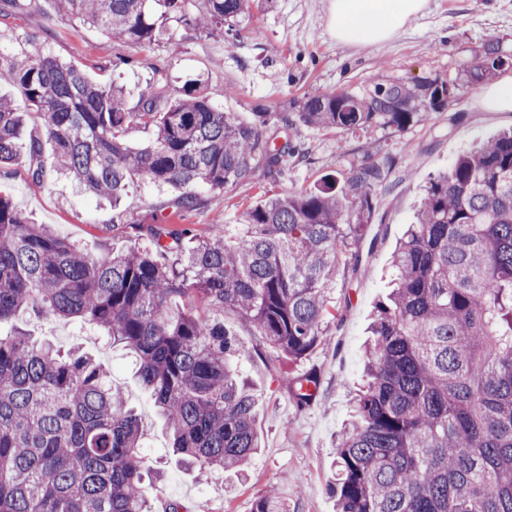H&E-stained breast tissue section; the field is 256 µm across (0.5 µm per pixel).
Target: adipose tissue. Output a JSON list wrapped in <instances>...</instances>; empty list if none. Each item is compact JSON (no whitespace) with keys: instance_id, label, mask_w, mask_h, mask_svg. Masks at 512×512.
Instances as JSON below:
<instances>
[{"instance_id":"adipose-tissue-1","label":"adipose tissue","mask_w":512,"mask_h":512,"mask_svg":"<svg viewBox=\"0 0 512 512\" xmlns=\"http://www.w3.org/2000/svg\"><path fill=\"white\" fill-rule=\"evenodd\" d=\"M426 0H332L337 42L376 45L393 37Z\"/></svg>"}]
</instances>
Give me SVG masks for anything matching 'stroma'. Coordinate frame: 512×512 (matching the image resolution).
Segmentation results:
<instances>
[{
	"label": "stroma",
	"instance_id": "obj_1",
	"mask_svg": "<svg viewBox=\"0 0 512 512\" xmlns=\"http://www.w3.org/2000/svg\"><path fill=\"white\" fill-rule=\"evenodd\" d=\"M331 0H263L240 17L234 37L181 31L178 54L153 46L132 50L133 60L117 63L120 51L99 29L60 19L49 0H34L24 12L0 0V48L20 51L25 34L42 44L90 80L117 81L127 87L148 78L166 84L170 97L184 85L204 78L226 87L220 105L245 123H263L277 142L292 140L306 160L289 158L278 173L257 168L249 180L226 187L223 201L201 196L182 222L194 233L237 224L245 209L267 197L314 187L324 178L344 180L365 163L377 164L384 179L376 191V209L362 237L344 254L331 296L328 340L308 357L289 361L267 346L258 331L233 313L225 325L246 349L238 362L240 376L256 394L258 452L246 479L227 474L200 484L178 464L153 401L139 386L131 358L78 322L19 313L14 324L61 351L82 346L109 371L127 404L142 417L150 464L163 466L166 477L145 487L153 512L167 502L186 512H253L256 499L270 483H278L288 512H335L328 491L336 436L349 419L350 398L362 379L364 349L371 314L389 288L391 256L412 220L429 178L445 170L458 154L475 143L512 128V112H485L474 104L480 86L468 77L474 55L496 42L512 60V0H427L423 12L391 39L374 46L338 43L330 22ZM388 81H433L447 85L451 96L436 111H422L402 128L371 123L351 129H317L296 124L285 128L283 117H295L308 94L346 92L362 95ZM47 183L30 185L25 158L0 176V192L37 223L49 224L85 252L127 249L137 239V225L158 213L171 214L176 190L133 187L119 203L87 195L54 169L45 152ZM317 369L320 388L315 403L304 410L291 402L284 379Z\"/></svg>",
	"mask_w": 512,
	"mask_h": 512
}]
</instances>
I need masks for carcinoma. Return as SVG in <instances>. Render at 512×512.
<instances>
[{
    "instance_id": "1",
    "label": "carcinoma",
    "mask_w": 512,
    "mask_h": 512,
    "mask_svg": "<svg viewBox=\"0 0 512 512\" xmlns=\"http://www.w3.org/2000/svg\"><path fill=\"white\" fill-rule=\"evenodd\" d=\"M51 2L61 18L128 48L162 43L176 53L180 29L230 33L253 0ZM27 45L0 52V84L21 90L44 138L23 140L27 113L0 96V166L25 156L35 185L46 141L57 173L88 192L116 201L135 183L173 187L179 214L201 189L220 201L258 165L278 172L286 157L304 156L219 107L220 84L195 79L177 99L155 82L132 93L91 81L36 37ZM506 63L489 44L470 77L488 79ZM446 95V85L426 82L379 84L363 97L322 92L306 97L298 121L402 127ZM133 127L151 129L152 140L130 148ZM380 180V167L365 163L340 187L327 180L266 199L230 236L156 220L137 225L147 245L95 255L0 193V324L31 309L94 328L133 354L173 452L197 479L241 475L257 450L256 400L232 362L239 342L224 312L290 361L312 353L327 339L328 296ZM392 269L364 380L336 437V512H512V129L429 179ZM285 383L298 409L315 402L317 371ZM150 476L164 472L148 464L139 418L102 364L22 329L0 334V512H151ZM254 512H286L277 485Z\"/></svg>"
}]
</instances>
